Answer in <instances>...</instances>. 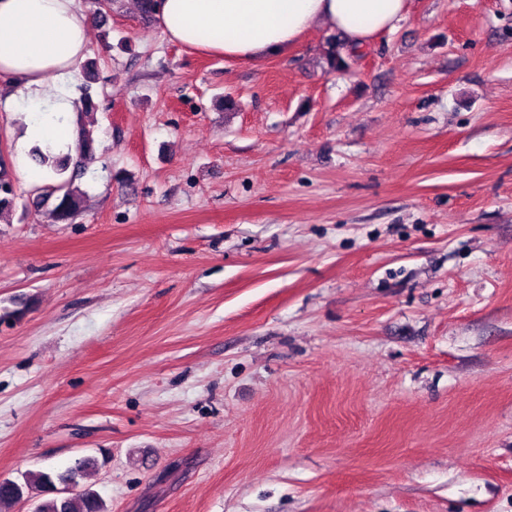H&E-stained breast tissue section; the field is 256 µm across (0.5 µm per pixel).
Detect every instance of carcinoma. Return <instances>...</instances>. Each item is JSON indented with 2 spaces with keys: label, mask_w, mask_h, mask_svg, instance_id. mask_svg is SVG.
Returning <instances> with one entry per match:
<instances>
[{
  "label": "carcinoma",
  "mask_w": 512,
  "mask_h": 512,
  "mask_svg": "<svg viewBox=\"0 0 512 512\" xmlns=\"http://www.w3.org/2000/svg\"><path fill=\"white\" fill-rule=\"evenodd\" d=\"M325 73L344 72L350 67V60L357 52L349 49L341 39L333 36L327 39L324 48ZM82 114L89 120L82 123L77 130V147L75 154L54 156L45 154L39 149L32 151L33 160L40 166L51 168L61 176L72 171L70 177L58 184L48 187L35 202L36 210L49 220L66 224L80 212L84 192L75 185L78 173L84 169L85 162L93 156L96 143L97 128L92 116L98 110L94 101L91 86L83 89ZM16 188L4 168L0 167V218L12 212L15 204ZM99 466L98 459L89 457L78 468L75 474L81 485V492L76 495L61 496L56 488L70 476V470L62 472L29 471L23 475V481L13 480L8 485L0 484V509H9L30 492H38L36 512H107V506L92 485L86 483L91 473Z\"/></svg>",
  "instance_id": "1"
}]
</instances>
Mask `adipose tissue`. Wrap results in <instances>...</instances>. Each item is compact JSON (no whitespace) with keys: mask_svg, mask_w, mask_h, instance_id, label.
<instances>
[{"mask_svg":"<svg viewBox=\"0 0 512 512\" xmlns=\"http://www.w3.org/2000/svg\"><path fill=\"white\" fill-rule=\"evenodd\" d=\"M408 0H162L155 17L174 43L238 63L260 65L287 54L313 28L339 32L348 47L364 48L405 18ZM94 26L78 0H0V78L24 132L15 163L27 182L48 180L33 171L31 152L74 147L71 118L81 104L72 86Z\"/></svg>","mask_w":512,"mask_h":512,"instance_id":"ef3b65f1","label":"adipose tissue"}]
</instances>
